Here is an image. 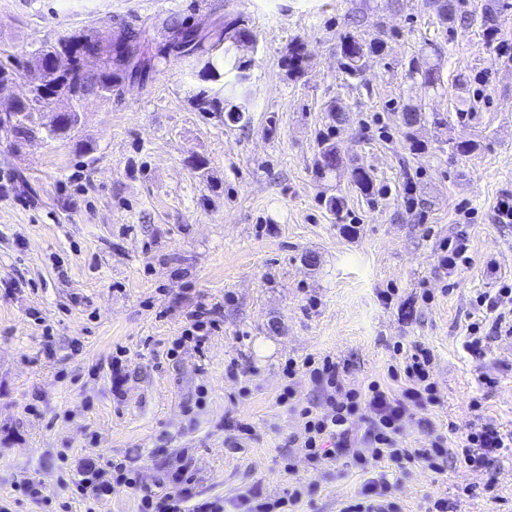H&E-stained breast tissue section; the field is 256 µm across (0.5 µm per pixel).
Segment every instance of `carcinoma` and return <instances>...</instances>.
Here are the masks:
<instances>
[{
	"instance_id": "cac0c4a2",
	"label": "carcinoma",
	"mask_w": 512,
	"mask_h": 512,
	"mask_svg": "<svg viewBox=\"0 0 512 512\" xmlns=\"http://www.w3.org/2000/svg\"><path fill=\"white\" fill-rule=\"evenodd\" d=\"M499 9L498 0H487L481 13L482 26L489 37L496 32ZM171 29L179 42L189 46L184 55L195 56L203 61L201 76L216 80L226 72L233 74V79L227 82L229 88L222 87L212 92L201 89L196 93V99L215 112L227 113L230 121L248 122V92L245 87L248 74L241 61L231 58L232 44L224 37V28H218L214 36L205 40L182 31L174 23L171 24ZM85 40L87 36L81 33L67 35L51 49L36 53V63L32 66L14 64L13 55L0 48V85L13 82L31 71L37 72L39 77L35 90L14 106V119L9 124L0 126V133L9 136L12 143L18 145L36 135L50 140L70 136L78 122L76 113H64L50 125L38 121V116L55 97L63 95L71 100L81 101L91 95H112L115 82L113 68L116 64L112 49L107 48L99 58L88 60L82 53ZM374 42L380 43L382 39L375 38L370 43L351 31L341 37L340 65L349 77H361L365 60L372 52ZM410 74L419 76L431 88L441 84L439 70L427 55L412 60ZM341 163L342 157L337 144L330 142L325 136L320 137V150L315 167L317 177L323 179L327 174L337 171ZM351 180L362 194H373L374 176L371 172L355 167L351 169Z\"/></svg>"
}]
</instances>
